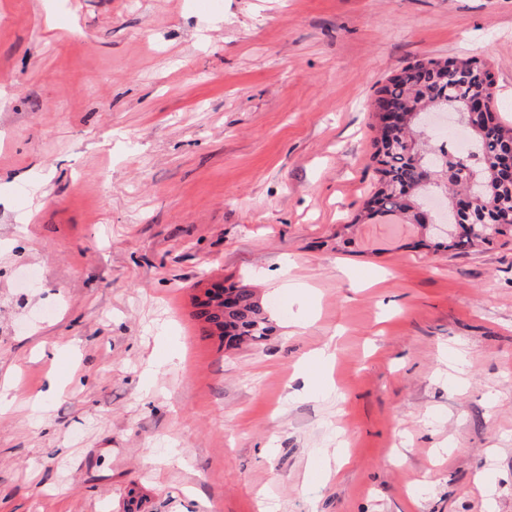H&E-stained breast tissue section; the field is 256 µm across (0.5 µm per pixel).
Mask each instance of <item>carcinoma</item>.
<instances>
[{
	"instance_id": "carcinoma-1",
	"label": "carcinoma",
	"mask_w": 512,
	"mask_h": 512,
	"mask_svg": "<svg viewBox=\"0 0 512 512\" xmlns=\"http://www.w3.org/2000/svg\"><path fill=\"white\" fill-rule=\"evenodd\" d=\"M494 83L488 65L478 58L465 60H419L405 66L377 91L374 101L376 114L399 112L405 116L401 124L378 128L374 141V159L378 164L377 186L366 202V211L373 215L402 214L419 221L417 210L423 206L425 192L434 189L448 193L450 200L488 188L490 208L473 207L457 214V223L471 226L465 238L434 237L430 246L465 250L482 239L484 226L496 220V215L512 210V175L507 158H512V128L495 122L473 133L468 166L474 185L456 182L448 185V170L459 164V153L450 141L440 136H428L420 124L422 108L446 111L464 119L469 101L483 99L486 110H496L495 97L489 87ZM226 291L234 296L230 306L213 307L195 312L196 318L224 327L221 341L228 348L248 342H260L274 326L266 308L253 289L230 286Z\"/></svg>"
}]
</instances>
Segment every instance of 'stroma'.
Wrapping results in <instances>:
<instances>
[{
  "label": "stroma",
  "instance_id": "35a3bbf8",
  "mask_svg": "<svg viewBox=\"0 0 512 512\" xmlns=\"http://www.w3.org/2000/svg\"><path fill=\"white\" fill-rule=\"evenodd\" d=\"M466 56L512 125V0H0V512H512V242L353 221L377 90ZM234 296L230 306L212 307L207 311H196L195 317L224 327L222 343L226 341L227 348H238L248 342H260L273 331L272 320L264 307L262 300L256 296L253 288L247 286L224 288Z\"/></svg>",
  "mask_w": 512,
  "mask_h": 512
}]
</instances>
